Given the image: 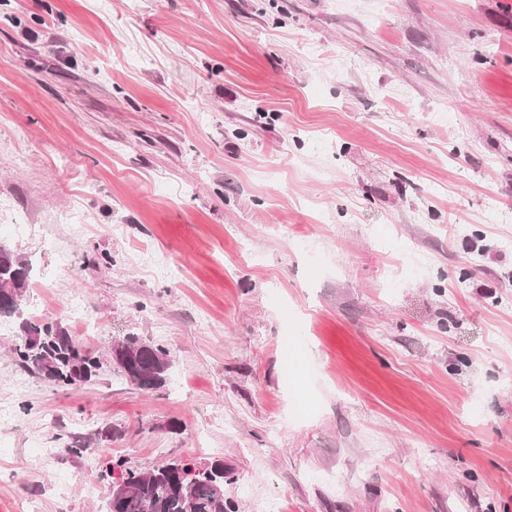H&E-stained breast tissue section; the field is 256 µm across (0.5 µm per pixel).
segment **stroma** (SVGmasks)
I'll return each mask as SVG.
<instances>
[{
    "instance_id": "1",
    "label": "stroma",
    "mask_w": 512,
    "mask_h": 512,
    "mask_svg": "<svg viewBox=\"0 0 512 512\" xmlns=\"http://www.w3.org/2000/svg\"><path fill=\"white\" fill-rule=\"evenodd\" d=\"M1 245L104 363L55 389L0 320V512H105L113 458L222 459L236 512H512V0H0ZM119 341L122 347L119 353L125 355V363L117 367L126 379L142 390L163 387L171 364L170 351L134 335L124 336Z\"/></svg>"
}]
</instances>
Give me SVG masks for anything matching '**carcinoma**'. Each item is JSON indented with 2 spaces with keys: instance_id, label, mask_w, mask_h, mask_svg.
<instances>
[{
  "instance_id": "cac0c4a2",
  "label": "carcinoma",
  "mask_w": 512,
  "mask_h": 512,
  "mask_svg": "<svg viewBox=\"0 0 512 512\" xmlns=\"http://www.w3.org/2000/svg\"><path fill=\"white\" fill-rule=\"evenodd\" d=\"M31 274L29 264L0 247V318L20 321L21 341L13 348L15 362L31 369L59 389L83 384L74 376L77 366L94 373L100 358L76 343L52 322L33 323L25 318L23 297ZM125 363L121 373L142 390L163 387L171 364L165 347L130 335L120 339ZM121 473L129 492L108 499L107 512H226L228 502L216 492L224 485V472L199 469L185 462H169L150 470L131 469L122 459L107 462L105 474Z\"/></svg>"
}]
</instances>
